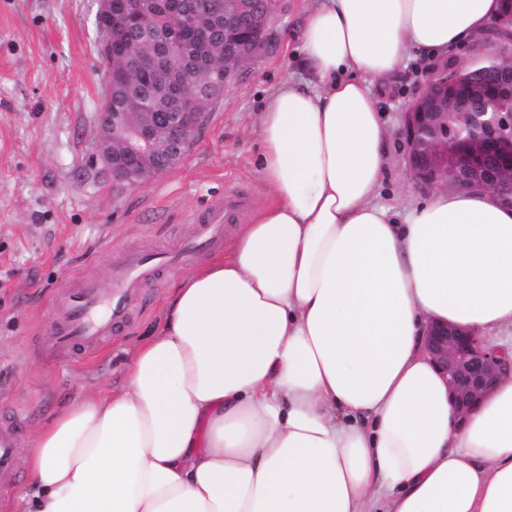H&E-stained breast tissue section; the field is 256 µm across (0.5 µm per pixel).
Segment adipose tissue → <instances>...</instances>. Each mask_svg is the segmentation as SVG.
I'll use <instances>...</instances> for the list:
<instances>
[{"mask_svg": "<svg viewBox=\"0 0 512 512\" xmlns=\"http://www.w3.org/2000/svg\"><path fill=\"white\" fill-rule=\"evenodd\" d=\"M499 0H312L259 116L267 193L192 269L120 389L58 412L25 512H512V376L465 415L430 325L512 329V208L375 205L410 59L475 47Z\"/></svg>", "mask_w": 512, "mask_h": 512, "instance_id": "adipose-tissue-1", "label": "adipose tissue"}]
</instances>
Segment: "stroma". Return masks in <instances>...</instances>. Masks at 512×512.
<instances>
[{"label": "stroma", "mask_w": 512, "mask_h": 512, "mask_svg": "<svg viewBox=\"0 0 512 512\" xmlns=\"http://www.w3.org/2000/svg\"><path fill=\"white\" fill-rule=\"evenodd\" d=\"M306 0H281L271 41L228 84L178 165L139 186L91 167L107 68L95 25L97 0H0V437L15 440L0 502L22 512L28 450L61 409L119 388L135 348L164 322L173 287L217 250L198 219L225 192L266 201L257 160L267 95L302 75L297 32ZM431 63L410 60L381 105L404 111ZM427 188L409 174L400 137L376 195L406 205ZM192 246L171 270L162 254ZM152 257L123 324L82 355L46 357L60 316L54 300L80 275L110 297L126 255Z\"/></svg>", "instance_id": "obj_1"}]
</instances>
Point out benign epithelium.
<instances>
[{"label": "benign epithelium", "instance_id": "benign-epithelium-1", "mask_svg": "<svg viewBox=\"0 0 512 512\" xmlns=\"http://www.w3.org/2000/svg\"><path fill=\"white\" fill-rule=\"evenodd\" d=\"M114 0H98L95 16L104 45L112 47ZM280 0H244L243 22L252 32L265 33ZM168 15L177 25V39L205 37L213 23L208 12L183 14L173 0H137L131 10V31L111 54L109 90L100 113L93 160L116 182L136 186L174 167L190 146L204 112L224 96L237 72L267 46L263 37L242 48L206 46V65L192 72L175 62L176 54L162 49L158 20ZM480 71L491 86L468 71L446 63L430 69L403 112L398 134L406 148L412 177L429 188H487L512 204V17H504L482 39ZM157 73V94H126L117 102L116 86L134 88L142 73ZM191 98L193 111L164 112L178 99ZM118 105L120 111L110 108ZM430 358L448 384L456 410L463 415L494 392L502 376L512 372V359L491 349L463 330L433 325L426 335Z\"/></svg>", "mask_w": 512, "mask_h": 512}]
</instances>
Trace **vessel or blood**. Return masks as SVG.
Listing matches in <instances>:
<instances>
[{
    "instance_id": "b4317fda",
    "label": "vessel or blood",
    "mask_w": 512,
    "mask_h": 512,
    "mask_svg": "<svg viewBox=\"0 0 512 512\" xmlns=\"http://www.w3.org/2000/svg\"><path fill=\"white\" fill-rule=\"evenodd\" d=\"M250 205V198L243 193L233 192L225 196L223 202L214 205L205 218L210 237H217L224 222L236 219ZM150 264L149 257L129 256L120 284L104 302L99 299L97 284L90 278H81L78 287L59 302L63 317L46 342V352L52 355L63 351L74 353L109 336L113 325L124 321L131 290Z\"/></svg>"
}]
</instances>
